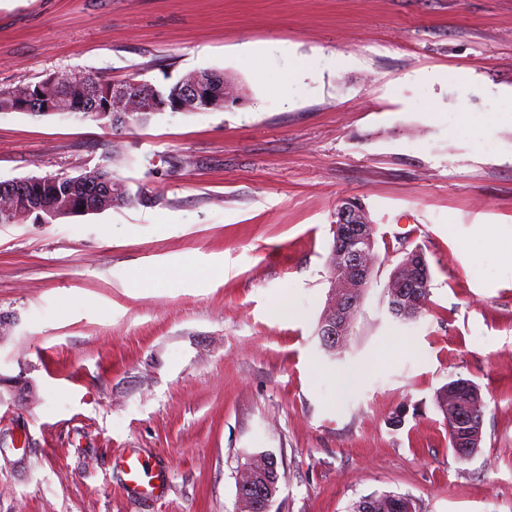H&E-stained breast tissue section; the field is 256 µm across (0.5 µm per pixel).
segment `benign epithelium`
<instances>
[{
    "label": "benign epithelium",
    "instance_id": "obj_1",
    "mask_svg": "<svg viewBox=\"0 0 512 512\" xmlns=\"http://www.w3.org/2000/svg\"><path fill=\"white\" fill-rule=\"evenodd\" d=\"M373 224L365 207L352 203L338 210L333 233L336 241V265L339 269L332 276L328 299V314L324 321V340L334 346L349 335L350 313L359 304L366 283L374 272ZM405 277L415 285L422 284L429 278V266L424 253L419 248L405 251L403 258L396 264L390 274V282ZM269 473L270 482L260 491L258 498L259 512H269L271 502L276 497V459L269 454H260L248 458L246 464L239 468L236 476L237 495L243 494L241 481L244 470L256 466V462Z\"/></svg>",
    "mask_w": 512,
    "mask_h": 512
}]
</instances>
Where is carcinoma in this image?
Segmentation results:
<instances>
[{"instance_id":"1","label":"carcinoma","mask_w":512,"mask_h":512,"mask_svg":"<svg viewBox=\"0 0 512 512\" xmlns=\"http://www.w3.org/2000/svg\"><path fill=\"white\" fill-rule=\"evenodd\" d=\"M214 84L211 92L203 94L195 83L196 71L183 75L166 89L142 81L127 80L134 105L117 107L112 103V79L99 72L72 75H50L36 82L0 89V112H22L31 115H60L76 118L103 120L115 135L148 125L155 115L167 108L173 112H206L224 107V75L212 73ZM165 104V108L158 104ZM129 113L130 121L119 120V115ZM125 155L119 145H112V152L103 163L91 172L78 175L54 174L33 176L11 181H0V224H25L30 217L38 216L49 208L66 212L82 204L87 208L129 207L140 201V193L132 192L113 166L121 164ZM431 282L421 288H388L385 290L391 314L404 321L418 319L424 306H414L409 312L402 306L410 297L427 299ZM402 495L386 492L374 493L354 502L350 512H398L396 502Z\"/></svg>"}]
</instances>
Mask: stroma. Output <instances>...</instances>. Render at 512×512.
Returning a JSON list of instances; mask_svg holds the SVG:
<instances>
[{"mask_svg": "<svg viewBox=\"0 0 512 512\" xmlns=\"http://www.w3.org/2000/svg\"><path fill=\"white\" fill-rule=\"evenodd\" d=\"M198 69L246 98L124 134L141 203L0 224V512H235L253 450L277 459L278 512L383 491L512 512V123L475 145L448 118L512 113V0H0V88ZM111 145L97 120L2 112L0 180L76 175ZM346 198L379 263L331 356ZM417 246L432 287L405 322L383 294ZM458 377L487 402L465 462L435 404ZM130 448L166 470L161 498L126 487Z\"/></svg>", "mask_w": 512, "mask_h": 512, "instance_id": "1", "label": "stroma"}]
</instances>
